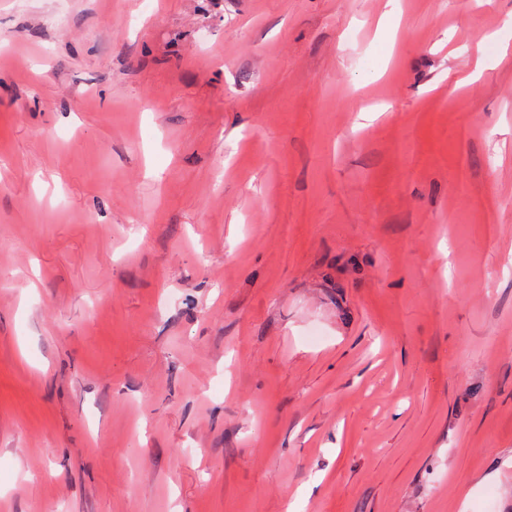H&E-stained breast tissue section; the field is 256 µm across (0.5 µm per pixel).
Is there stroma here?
Returning a JSON list of instances; mask_svg holds the SVG:
<instances>
[{"mask_svg": "<svg viewBox=\"0 0 512 512\" xmlns=\"http://www.w3.org/2000/svg\"><path fill=\"white\" fill-rule=\"evenodd\" d=\"M495 31L0 0V512H512Z\"/></svg>", "mask_w": 512, "mask_h": 512, "instance_id": "obj_1", "label": "stroma"}]
</instances>
